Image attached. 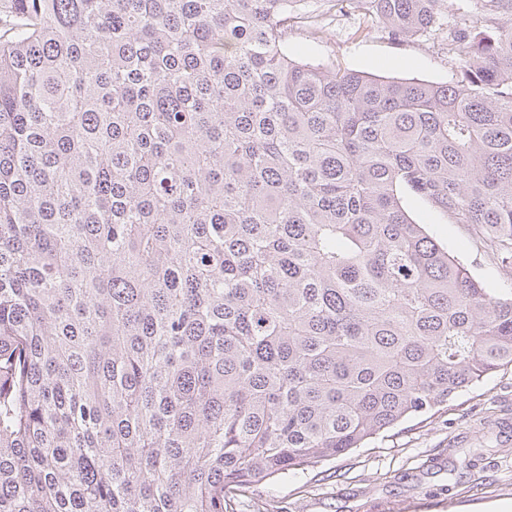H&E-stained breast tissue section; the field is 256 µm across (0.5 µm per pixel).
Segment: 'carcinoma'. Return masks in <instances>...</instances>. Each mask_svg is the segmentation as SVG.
Listing matches in <instances>:
<instances>
[{"label": "carcinoma", "mask_w": 512, "mask_h": 512, "mask_svg": "<svg viewBox=\"0 0 512 512\" xmlns=\"http://www.w3.org/2000/svg\"><path fill=\"white\" fill-rule=\"evenodd\" d=\"M294 2L0 0V512H224L512 365L403 205L512 274V0H365L444 84L292 58Z\"/></svg>", "instance_id": "carcinoma-1"}]
</instances>
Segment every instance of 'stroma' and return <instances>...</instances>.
<instances>
[{
    "label": "stroma",
    "instance_id": "obj_1",
    "mask_svg": "<svg viewBox=\"0 0 512 512\" xmlns=\"http://www.w3.org/2000/svg\"><path fill=\"white\" fill-rule=\"evenodd\" d=\"M288 53L382 80L447 83L456 66L439 38H394L381 23L363 29L360 8L297 0ZM416 223L467 264L486 287L512 289L464 224L407 197ZM512 505V366L486 377L447 409L416 417L317 468L229 494L225 512H483Z\"/></svg>",
    "mask_w": 512,
    "mask_h": 512
}]
</instances>
